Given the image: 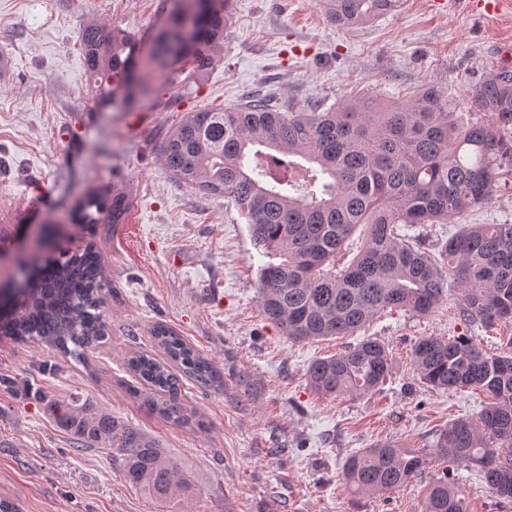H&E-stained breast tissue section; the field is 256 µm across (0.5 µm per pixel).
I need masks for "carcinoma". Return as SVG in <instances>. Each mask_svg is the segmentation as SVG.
Listing matches in <instances>:
<instances>
[{
    "label": "carcinoma",
    "mask_w": 512,
    "mask_h": 512,
    "mask_svg": "<svg viewBox=\"0 0 512 512\" xmlns=\"http://www.w3.org/2000/svg\"><path fill=\"white\" fill-rule=\"evenodd\" d=\"M227 3L174 0L146 56L133 35L83 25L80 43L99 107L143 109L158 76L182 75L191 86L221 57ZM322 4L331 22L352 28L396 11L401 0ZM468 99L491 119L459 124L433 88L402 105L354 98L322 112H282L253 95L235 108L185 113L169 131L162 159L176 180L229 199L245 219L269 258L256 281L260 315L294 341L353 336L389 309L426 315L449 286L461 295L465 321L511 326L512 224H467L442 242L438 260L402 233L449 224L512 178V72L490 73ZM130 205L128 195L98 188L72 217L76 224H121ZM25 287L32 299L17 317L0 319V338L47 344L79 363L108 338L103 290L111 283L94 246L36 269ZM152 335L164 358L126 356L137 381L132 392L150 412L182 424L191 410L181 399L180 375L209 385L219 373L166 324L156 323ZM412 366L437 389L485 393L479 422H449L428 455L393 442L356 451L341 466L346 488L362 496L390 492L437 461L442 476L426 485L419 512H470L454 480L461 470L479 472L511 499L512 356L487 352L468 337L424 336L412 347ZM306 378L327 397L371 394L391 381V354L368 337L315 359ZM49 410L76 444L122 453L126 481L169 512L196 494L188 461L89 397L53 400Z\"/></svg>",
    "instance_id": "cac0c4a2"
}]
</instances>
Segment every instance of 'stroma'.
Here are the masks:
<instances>
[{"label": "stroma", "instance_id": "35a3bbf8", "mask_svg": "<svg viewBox=\"0 0 512 512\" xmlns=\"http://www.w3.org/2000/svg\"><path fill=\"white\" fill-rule=\"evenodd\" d=\"M170 10L164 0H0V54L14 63L0 78V281L14 275L15 253L47 231L56 258L94 244L112 285L109 340L87 363L0 340V498L21 512H163L126 482L120 453L73 447L55 424L50 401L80 393L192 464L199 491L190 512H418L440 465L402 489L357 496L342 484L343 459L386 441L429 452L448 421L478 420L485 394L418 380L413 344L466 336L512 356V327L469 325L452 290L428 315L387 312L357 337L288 339L259 313L255 284L266 258L245 219L227 199L173 178L161 147L184 113L235 106L251 92L295 112L356 97L404 103L432 87L469 119L470 85L495 71L499 48L512 45V7L488 13L477 0H402L394 13L339 28L320 0H229L220 60L191 90L163 86L134 129L129 114L98 108L79 31L97 21L147 42ZM105 134L107 155L98 150ZM96 185L128 192L123 223H73L76 201ZM467 224H512V180L453 223L420 224L409 234L434 254ZM157 322L223 375L207 386L183 379L193 412L185 425L147 412L128 390L134 378L125 356L152 350ZM362 336L387 346L391 381L366 396L315 393L309 364ZM458 489L473 512H512V501L477 472L460 471Z\"/></svg>", "mask_w": 512, "mask_h": 512}]
</instances>
